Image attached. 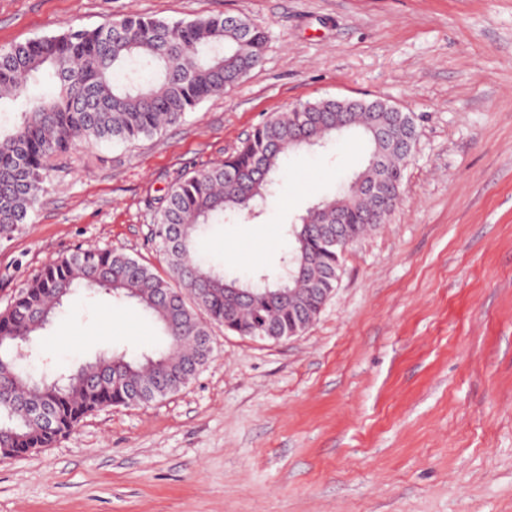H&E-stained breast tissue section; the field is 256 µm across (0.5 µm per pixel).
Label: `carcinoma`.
<instances>
[{"label":"carcinoma","mask_w":512,"mask_h":512,"mask_svg":"<svg viewBox=\"0 0 512 512\" xmlns=\"http://www.w3.org/2000/svg\"><path fill=\"white\" fill-rule=\"evenodd\" d=\"M265 42V32L241 16L127 15L0 47V106L19 103L15 120L0 125V236L26 224L57 160L81 143H133L180 123L258 67ZM352 135L367 142L369 158H382L383 168L366 166L298 216L277 270L240 278L200 256L196 240L209 225L258 216L290 154L320 151ZM415 139L409 114L382 112L365 98L348 112H336L334 98L276 112L224 161L172 181L152 229L165 275L109 249L47 263L0 312V448L16 456L45 448L87 414L129 405L137 390H152L141 404L178 392L211 359V342L202 338H210L214 325L239 336L307 329L336 288L343 249L397 206ZM382 177L384 207L370 192ZM340 221L346 235L338 242L328 229ZM80 287L139 306L159 326L164 345L137 357L103 353L35 384L20 368L17 350L40 355L38 333Z\"/></svg>","instance_id":"cac0c4a2"}]
</instances>
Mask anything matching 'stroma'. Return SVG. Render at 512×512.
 <instances>
[{
  "instance_id": "stroma-1",
  "label": "stroma",
  "mask_w": 512,
  "mask_h": 512,
  "mask_svg": "<svg viewBox=\"0 0 512 512\" xmlns=\"http://www.w3.org/2000/svg\"><path fill=\"white\" fill-rule=\"evenodd\" d=\"M128 14L247 16L263 62L161 134L60 161L0 240V310L81 249L164 273L151 229L170 183L273 113L381 98L414 115L416 147L395 210L346 249L302 335L214 329L179 392L0 460V512H512V0H0V47ZM368 157L360 142L291 156L262 213L200 250L242 275L274 267L289 224ZM160 341L139 308L83 289L41 339L59 371Z\"/></svg>"
}]
</instances>
